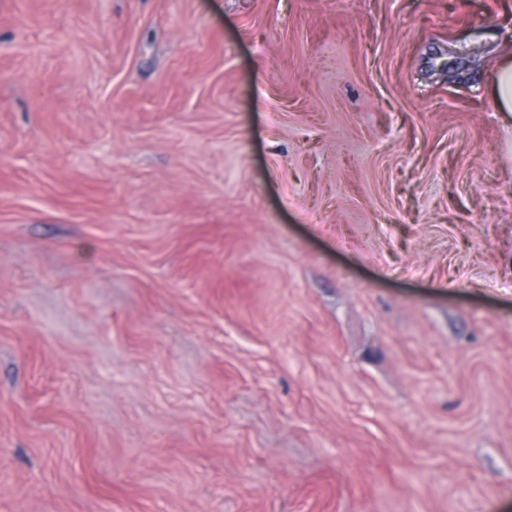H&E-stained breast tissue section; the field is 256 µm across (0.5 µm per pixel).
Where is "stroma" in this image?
I'll return each instance as SVG.
<instances>
[{"label": "stroma", "instance_id": "35a3bbf8", "mask_svg": "<svg viewBox=\"0 0 512 512\" xmlns=\"http://www.w3.org/2000/svg\"><path fill=\"white\" fill-rule=\"evenodd\" d=\"M512 0H0V512H512ZM492 85L500 112L505 113L506 119L512 118V62L510 55L506 56L494 70Z\"/></svg>", "mask_w": 512, "mask_h": 512}]
</instances>
